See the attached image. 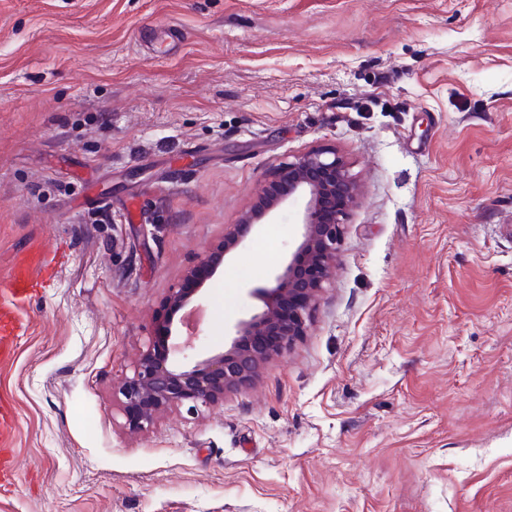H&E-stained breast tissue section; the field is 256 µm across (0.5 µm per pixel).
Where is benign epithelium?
<instances>
[{
	"label": "benign epithelium",
	"mask_w": 512,
	"mask_h": 512,
	"mask_svg": "<svg viewBox=\"0 0 512 512\" xmlns=\"http://www.w3.org/2000/svg\"><path fill=\"white\" fill-rule=\"evenodd\" d=\"M257 197L240 223L224 230L216 250L227 255L248 245L251 233L260 232L275 210L297 208L300 237L269 270L266 284L254 289L262 308L228 329L224 349L193 354L203 286L218 265L214 253L205 254L186 285L170 290L163 335L115 387L129 427H150L167 407L197 415L224 401L251 385L267 362L306 334L336 265L342 220L357 203V187L343 156L312 148L273 166Z\"/></svg>",
	"instance_id": "1"
}]
</instances>
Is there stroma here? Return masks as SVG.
<instances>
[{"instance_id":"stroma-1","label":"stroma","mask_w":512,"mask_h":512,"mask_svg":"<svg viewBox=\"0 0 512 512\" xmlns=\"http://www.w3.org/2000/svg\"><path fill=\"white\" fill-rule=\"evenodd\" d=\"M318 146L361 199L307 336L129 430L170 289ZM511 216L512 0H0V277L65 258L0 368V512H512ZM299 235L221 262L199 354ZM2 408V412H1ZM15 422L14 412L9 406L0 407V491L1 488L12 484V474L9 468V437Z\"/></svg>"}]
</instances>
